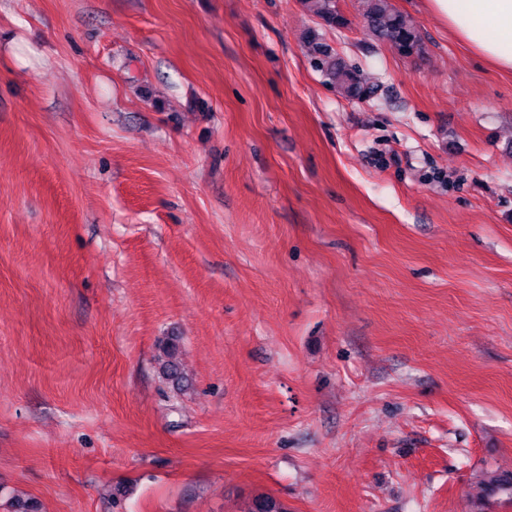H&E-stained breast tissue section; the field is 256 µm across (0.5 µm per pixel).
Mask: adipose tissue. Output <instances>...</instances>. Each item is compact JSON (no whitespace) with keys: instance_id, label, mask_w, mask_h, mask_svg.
Masks as SVG:
<instances>
[{"instance_id":"ef3b65f1","label":"adipose tissue","mask_w":512,"mask_h":512,"mask_svg":"<svg viewBox=\"0 0 512 512\" xmlns=\"http://www.w3.org/2000/svg\"><path fill=\"white\" fill-rule=\"evenodd\" d=\"M462 45L498 70L512 72V0H426Z\"/></svg>"}]
</instances>
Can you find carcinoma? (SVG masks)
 <instances>
[{"label": "carcinoma", "mask_w": 512, "mask_h": 512, "mask_svg": "<svg viewBox=\"0 0 512 512\" xmlns=\"http://www.w3.org/2000/svg\"><path fill=\"white\" fill-rule=\"evenodd\" d=\"M303 3L324 27L339 30L348 25L337 0H303ZM358 4L369 33L377 40L388 44L402 57L424 54L423 38L416 22L397 10L392 0H358ZM304 42L314 67L322 73L329 87L349 99L363 100L375 94L376 87L365 81L359 71L339 61L334 46L316 31H307ZM177 350L175 340L166 341L162 345L160 365L161 377L176 386L182 380L176 362ZM482 490L486 493L505 492L512 496V473L487 475L482 482Z\"/></svg>", "instance_id": "cac0c4a2"}]
</instances>
